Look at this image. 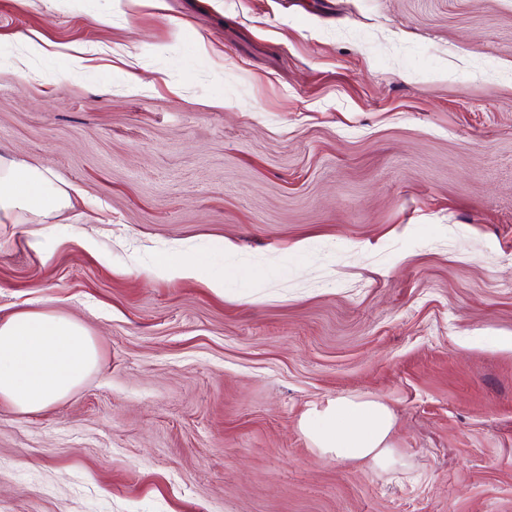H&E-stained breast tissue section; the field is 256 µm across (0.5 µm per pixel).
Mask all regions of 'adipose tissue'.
<instances>
[{"label": "adipose tissue", "instance_id": "obj_1", "mask_svg": "<svg viewBox=\"0 0 512 512\" xmlns=\"http://www.w3.org/2000/svg\"><path fill=\"white\" fill-rule=\"evenodd\" d=\"M70 204L69 193L44 169L0 155V224L24 223L29 214L49 218ZM96 361L95 342L74 317L28 308L0 319V402L18 413H36L65 398ZM394 426L383 401L346 396L300 420L318 455L383 471L396 463Z\"/></svg>", "mask_w": 512, "mask_h": 512}]
</instances>
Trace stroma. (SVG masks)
I'll return each instance as SVG.
<instances>
[{
    "instance_id": "35a3bbf8",
    "label": "stroma",
    "mask_w": 512,
    "mask_h": 512,
    "mask_svg": "<svg viewBox=\"0 0 512 512\" xmlns=\"http://www.w3.org/2000/svg\"><path fill=\"white\" fill-rule=\"evenodd\" d=\"M0 154L77 193L0 319L98 350L0 404V512H512V0H0ZM339 396L400 465L312 452Z\"/></svg>"
}]
</instances>
